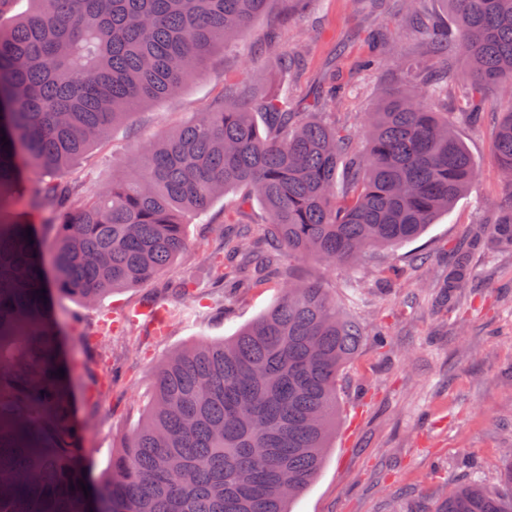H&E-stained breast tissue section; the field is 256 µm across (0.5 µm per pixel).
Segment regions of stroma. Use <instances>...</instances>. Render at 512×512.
I'll list each match as a JSON object with an SVG mask.
<instances>
[{
	"mask_svg": "<svg viewBox=\"0 0 512 512\" xmlns=\"http://www.w3.org/2000/svg\"><path fill=\"white\" fill-rule=\"evenodd\" d=\"M397 0L383 12L353 0H307L286 7L271 0L248 34L217 48L202 78L177 96L147 103L106 139L93 145L68 171L67 180L94 196L113 178L133 172L140 146L161 132L190 123L233 87L246 84L259 49H297L302 65L291 87V111H300L319 92L336 90L340 101L329 122L359 126L363 113L379 104L378 86L406 88V71L433 60L412 33L402 30ZM399 31L395 52L377 42L379 34ZM445 112L475 163L472 189L413 242L372 249L358 264L327 268L307 259L290 263L354 299L366 338L340 387L341 413L323 469L292 504L293 512H436L449 487L474 482L508 494L500 479L512 448V250L490 240V205L512 207L504 193L492 150L494 131L512 97H486L480 125L462 115L456 97ZM242 193L228 192L205 216L184 217L187 252L171 265L167 280L193 282L211 300L203 316L190 313L169 320L163 333L143 322L122 336L105 339L114 364L105 367L88 345L103 313L133 307L144 299L163 301L162 283L147 282L104 297L87 307L63 298L55 316L72 368L77 414L85 430L86 467L100 476L123 436L143 417L155 364L171 350L201 339L221 340L262 314L278 298L280 282L268 275L263 285L225 297L212 285L209 256L222 241L225 217L248 224L254 237L267 238L259 207L239 208ZM0 214L35 226L43 245L54 237V215L33 210L27 197H11ZM485 242L472 253L473 283L448 304L438 301L459 246ZM386 332L379 347L374 331ZM114 372L94 415H87L85 387Z\"/></svg>",
	"mask_w": 512,
	"mask_h": 512,
	"instance_id": "obj_1",
	"label": "stroma"
}]
</instances>
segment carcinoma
Masks as SVG:
<instances>
[{
    "label": "carcinoma",
    "instance_id": "cac0c4a2",
    "mask_svg": "<svg viewBox=\"0 0 512 512\" xmlns=\"http://www.w3.org/2000/svg\"><path fill=\"white\" fill-rule=\"evenodd\" d=\"M0 0V202L19 191L56 217L52 278L27 224L0 219V512H291L317 478L336 431L342 372L364 340L334 290L280 268L277 302L234 335L170 352L153 370L150 404L112 453L108 473L80 493L84 429L47 294L85 306L165 277L188 247L182 214L203 215L238 188L261 207L273 240L244 224L211 254L231 291L264 282L277 246L325 266L358 261L373 246L417 238L471 186L475 164L436 108L448 98V46L473 73L457 96L467 115L495 90L512 92V0H444L457 20L445 35L405 0L407 27L439 54L436 78L383 97L358 133L316 112L288 111V85L265 89L263 71L290 77L296 51L274 53L251 94L200 113L139 149L135 172L80 198L60 174L138 106L178 95L208 56L242 37L271 0ZM493 154L512 190V111ZM494 242L512 247V209L495 212ZM469 256L448 272V293L468 287ZM168 319L210 303L185 282L166 288ZM134 325L104 316L103 336ZM64 376L58 375V370ZM436 512H512V494L454 485Z\"/></svg>",
    "mask_w": 512,
    "mask_h": 512
}]
</instances>
